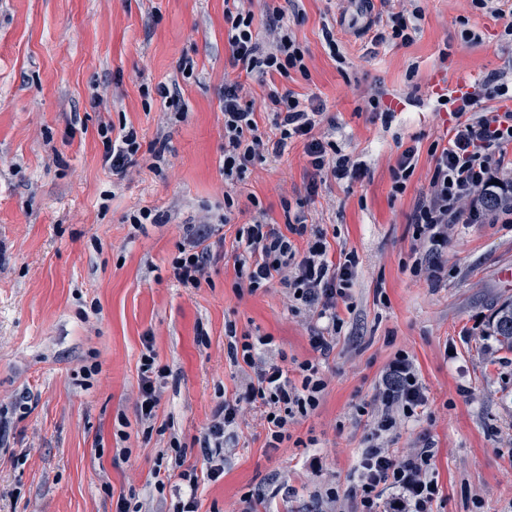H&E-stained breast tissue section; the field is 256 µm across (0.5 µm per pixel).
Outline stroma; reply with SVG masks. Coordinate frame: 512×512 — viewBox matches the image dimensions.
I'll return each mask as SVG.
<instances>
[{
  "label": "stroma",
  "instance_id": "1",
  "mask_svg": "<svg viewBox=\"0 0 512 512\" xmlns=\"http://www.w3.org/2000/svg\"><path fill=\"white\" fill-rule=\"evenodd\" d=\"M408 46L373 47L371 36L341 26L349 0H297L292 30L307 50L308 76L276 77L300 97H318L336 117V142L368 172L350 185L328 183L307 209L336 231L332 255L360 259L336 346L320 357L314 324L289 310L280 288L254 294L234 284L236 231L263 207L274 224L284 202L306 196L310 170L302 143L224 184L225 79L230 64L224 0H0V512H115L131 496L142 512H167L152 475L178 442L202 464L199 440L220 398H234L241 374L225 355V322L271 335L288 360L320 364L328 386L319 407L292 426L312 447L265 446L258 416H247L224 475L200 483L198 512H240L247 493H264L266 512H320L325 487L354 486L367 445L368 417L383 369L398 352L413 359L427 403L392 448L422 439L436 448L443 497L434 512H512V351L489 334L494 309L512 297L501 277L512 268V223L456 224L437 282L413 276L407 216L429 186L430 143L449 121L435 82L462 73L512 82L504 20L471 0H423ZM479 36L462 39L460 20ZM336 24L346 57L325 49L324 23ZM448 50L440 60V50ZM193 60L192 75L182 70ZM176 83L190 109L183 120L158 93ZM405 94L391 126L366 103L373 85ZM129 126L142 148L124 178L103 163L100 123ZM166 138L171 162L149 167L147 151ZM419 157L403 195L392 196L389 168L408 146ZM232 194L231 223H223ZM147 207L162 223L134 232L128 215ZM211 217L220 244L208 282L178 285L171 262L185 225ZM385 295L386 304L376 301ZM166 366L155 425L136 416L144 337ZM97 364L84 378L81 369ZM319 458L312 469L311 458Z\"/></svg>",
  "mask_w": 512,
  "mask_h": 512
}]
</instances>
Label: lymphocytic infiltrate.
<instances>
[{"mask_svg": "<svg viewBox=\"0 0 512 512\" xmlns=\"http://www.w3.org/2000/svg\"><path fill=\"white\" fill-rule=\"evenodd\" d=\"M387 12L372 20V45H411L420 31L423 9L419 5L391 10V0H380ZM224 24L231 50L232 66L251 78L265 79L277 74L289 77L297 72L308 76L306 51L288 26L284 8L266 10L256 20L253 10L243 4L225 9ZM264 25L267 38L256 27ZM512 100V85L499 75L485 76L473 91L447 97L451 126L434 140L428 154L432 173L427 192L415 200L407 217L413 228L416 258L413 275L439 281L445 272L443 256L448 248V231L454 224H470L488 213L512 215V199L499 193L495 181L512 146V110L491 108L493 100ZM224 182L233 186L243 181L256 163L282 156L295 142H303L308 165L314 174L307 187L316 195L319 182L353 183L366 173L335 140L319 131L335 126V117L325 112L323 103L269 85L262 104L248 100L241 81L224 83ZM266 114L273 130L261 131L258 114ZM98 135L104 147L103 160L113 175L124 176L137 164L141 144L135 129L114 133L103 124ZM305 201L287 215L284 225L270 223L264 208H257L251 221L236 232L234 269L236 288L249 293L277 285L283 288L293 314L316 320L310 343L320 356H328L340 336L344 320L337 308L354 311L350 293L359 265L355 251H341L331 257L327 231L309 221ZM213 224L203 221L188 225L178 254L172 260L174 279L185 288L200 287L207 277L214 253L210 241ZM227 357L243 376L235 399L219 401L201 440L203 466L187 464V454L177 450L174 460L155 471L157 490L172 489L169 512H198L195 491L202 481H217L224 474V452L238 435L247 408L260 412L266 429V446L280 448L291 440V425L307 417L319 406L328 383L318 362L296 364V377L273 357L270 335L238 332L234 323L224 325ZM141 356V379L137 413L140 421L152 423L159 405L157 384L166 369L157 362L152 339H145ZM377 399L381 410L371 404L357 413L372 419L369 443L356 465V481L351 512H433L442 496L435 475L436 450L425 440L404 454L395 453L390 443L399 427L419 416L426 394L413 360L397 353L384 371Z\"/></svg>", "mask_w": 512, "mask_h": 512, "instance_id": "f902f5d3", "label": "lymphocytic infiltrate"}]
</instances>
